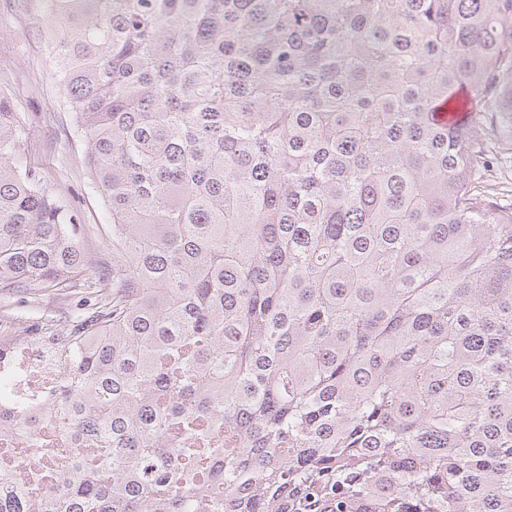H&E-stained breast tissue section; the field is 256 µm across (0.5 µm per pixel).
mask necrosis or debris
I'll return each instance as SVG.
<instances>
[{
	"mask_svg": "<svg viewBox=\"0 0 512 512\" xmlns=\"http://www.w3.org/2000/svg\"><path fill=\"white\" fill-rule=\"evenodd\" d=\"M72 369L71 359H47L30 338L0 357V409L31 422L30 427L0 434V470L11 472L14 490L34 499L44 497L53 476L82 448L67 437L60 422L46 417L60 383ZM35 468L43 473L41 481L29 477Z\"/></svg>",
	"mask_w": 512,
	"mask_h": 512,
	"instance_id": "obj_1",
	"label": "necrosis or debris"
}]
</instances>
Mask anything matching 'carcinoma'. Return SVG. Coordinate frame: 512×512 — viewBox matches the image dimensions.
Instances as JSON below:
<instances>
[{
    "mask_svg": "<svg viewBox=\"0 0 512 512\" xmlns=\"http://www.w3.org/2000/svg\"><path fill=\"white\" fill-rule=\"evenodd\" d=\"M42 2L112 264L0 89V292L105 445L0 512H512V0ZM88 263L92 266L101 261L112 262V240L108 239L104 234L101 240L97 236L85 239L81 243Z\"/></svg>",
    "mask_w": 512,
    "mask_h": 512,
    "instance_id": "carcinoma-1",
    "label": "carcinoma"
}]
</instances>
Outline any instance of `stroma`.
<instances>
[{"label": "stroma", "instance_id": "1", "mask_svg": "<svg viewBox=\"0 0 512 512\" xmlns=\"http://www.w3.org/2000/svg\"><path fill=\"white\" fill-rule=\"evenodd\" d=\"M38 0H0V86L25 113L30 162L45 186L63 194L84 224L107 227L112 217L90 184L84 151L45 51ZM83 311L79 298L45 291L39 303L0 297V336H38L47 321L66 324Z\"/></svg>", "mask_w": 512, "mask_h": 512}]
</instances>
